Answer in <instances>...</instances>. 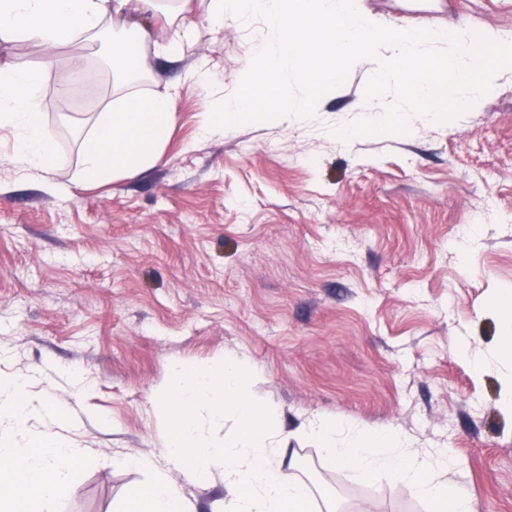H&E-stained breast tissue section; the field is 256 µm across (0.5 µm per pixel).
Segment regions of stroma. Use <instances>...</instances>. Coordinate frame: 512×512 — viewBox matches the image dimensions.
<instances>
[{"instance_id":"obj_1","label":"stroma","mask_w":512,"mask_h":512,"mask_svg":"<svg viewBox=\"0 0 512 512\" xmlns=\"http://www.w3.org/2000/svg\"><path fill=\"white\" fill-rule=\"evenodd\" d=\"M197 42L182 56L146 52L123 91L84 43L50 49L0 38V68L42 72L34 99L54 135L47 170L19 167L0 128V375L23 376L35 412L14 432L69 414L56 433L83 448L65 512H124L157 475L190 512H216L221 474L205 484L171 469L156 399L172 362L226 354L261 369L256 393L272 441L296 463L313 505L338 512H431L384 473L327 469L303 430L322 417L337 438L389 430L399 450L447 453L451 481L479 512H512V364L499 357L512 319V69L455 119H409L408 132L344 141L332 128L374 119L367 64L314 116L201 131L209 104L232 97L242 60L267 33L258 19L210 25L192 0ZM398 29L512 31V0H358ZM84 54L88 86L71 88ZM208 85L194 77L199 65ZM167 96L163 159L85 184L82 142L122 94ZM476 239L457 247V227ZM153 458L148 471L119 466Z\"/></svg>"}]
</instances>
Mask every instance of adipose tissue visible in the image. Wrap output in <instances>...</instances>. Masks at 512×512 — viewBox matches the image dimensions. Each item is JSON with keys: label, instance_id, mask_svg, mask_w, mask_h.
Listing matches in <instances>:
<instances>
[{"label": "adipose tissue", "instance_id": "adipose-tissue-1", "mask_svg": "<svg viewBox=\"0 0 512 512\" xmlns=\"http://www.w3.org/2000/svg\"><path fill=\"white\" fill-rule=\"evenodd\" d=\"M174 0H0V34L58 48L88 40L107 17H125L138 48L171 56L183 50L180 36L155 40L141 25L144 17L169 9ZM42 81L40 70L19 63L0 70V127L15 133V152L21 165L46 169L54 157V142L42 115L30 104ZM174 119L165 97L124 96L94 120L83 142L82 180L91 182L116 173H136L156 165L162 156ZM20 377L0 379V428H16L33 405L24 396ZM305 432L321 444L329 468H353L370 473L379 468L411 494L429 502L435 512H478L469 491L446 478L442 468L413 455L394 451L386 431L336 442V426L326 419L309 422ZM81 449L43 432L24 442L0 439V512H45L63 505L82 460ZM126 512H187L179 488L166 480L139 486L129 496Z\"/></svg>", "mask_w": 512, "mask_h": 512}]
</instances>
